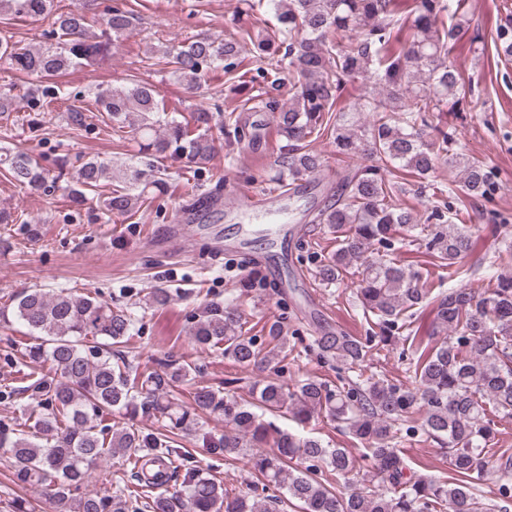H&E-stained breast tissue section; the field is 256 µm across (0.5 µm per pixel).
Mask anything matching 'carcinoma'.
<instances>
[{
	"mask_svg": "<svg viewBox=\"0 0 512 512\" xmlns=\"http://www.w3.org/2000/svg\"><path fill=\"white\" fill-rule=\"evenodd\" d=\"M241 2L249 11L272 14L276 33L255 37L239 27L225 39L193 35L163 52L165 64L192 92L211 73L242 78L246 54L257 62L288 59V77L297 78V90L287 102L266 101L263 107L276 113V132L286 141L276 179L293 194L322 166L314 143L326 134L341 158L379 160L341 172L336 198L312 218L335 235L336 249L317 262L311 277L329 286L351 269L357 274L366 335L323 329L312 337L320 358L350 375L338 376L334 386L316 377L284 386L278 379L284 326L271 324L258 340L232 297L207 303L190 336L203 349L224 348L239 366L260 374L252 400L199 384L188 403L179 387L196 367L133 366L112 354V347L132 337L139 302L113 306L69 289L32 288L11 300L12 315L38 333V342L22 352L28 384L6 392L28 394L36 412L34 432L0 430V447L13 460V481L42 488L56 512H276L281 493L299 502L301 512H508L512 450L496 447L495 418H512V274L501 271L502 256L495 255L483 263L485 288L443 290L421 270L402 264L394 247L397 239L415 243L433 265L448 269V282L463 281L468 270L462 260L473 243L459 220L469 198L489 197L496 189L485 162L462 153L459 138L443 121L444 108L457 109L468 94L451 55L469 0ZM0 9L19 18L52 19L54 44L31 48L0 39V60L25 75L51 77L91 65L132 26L129 12L119 7L103 19L98 34L82 7L0 0ZM494 45L497 57L511 59L512 29L496 30ZM354 82L362 84L361 92L338 106ZM63 98L60 86H46L31 109L43 112ZM94 102L106 115V128L135 134L139 152L189 169L211 160L220 137L230 145L239 134L231 112L220 126L204 108L189 123L167 117L164 102L146 82L99 87ZM440 162L457 172L448 184L456 206L444 214L435 205L423 217L404 198L405 177L424 179ZM0 169L11 184L34 193L61 178L6 146H0ZM112 178V161L92 158L63 190L79 206ZM167 189L166 170L131 165L123 186L102 201L103 214L132 217ZM426 337L433 345L424 343ZM397 345L414 361L412 388L370 366L374 352ZM47 364L51 377L43 373ZM114 409L139 411L154 423H104ZM199 411L224 418V434L207 431ZM267 413L301 426L325 416L361 445V458L380 482L345 491L357 469L349 449L280 429L264 419ZM181 432L194 435L209 456L226 461L255 449L248 464L262 487L230 495L209 469L178 448ZM415 438L440 445L448 471H412L400 445ZM115 456L131 466L138 490H84L91 471ZM491 478L498 484L494 503L479 494ZM171 481L178 486L170 490Z\"/></svg>",
	"mask_w": 512,
	"mask_h": 512,
	"instance_id": "carcinoma-1",
	"label": "carcinoma"
}]
</instances>
